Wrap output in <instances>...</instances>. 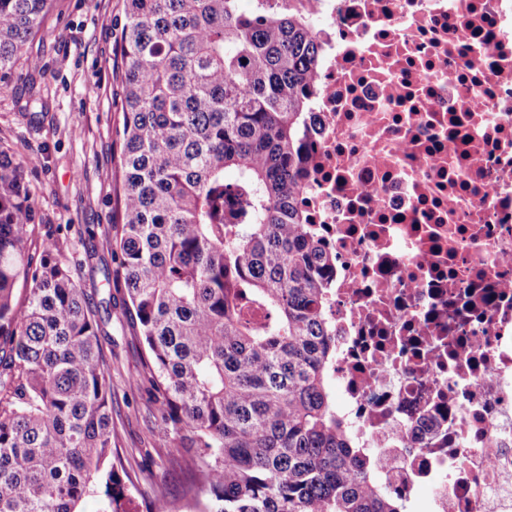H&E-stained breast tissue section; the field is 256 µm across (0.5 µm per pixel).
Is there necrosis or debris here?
Here are the masks:
<instances>
[{"mask_svg": "<svg viewBox=\"0 0 512 512\" xmlns=\"http://www.w3.org/2000/svg\"><path fill=\"white\" fill-rule=\"evenodd\" d=\"M299 206L377 483L512 512V0H316Z\"/></svg>", "mask_w": 512, "mask_h": 512, "instance_id": "4bbe7bcc", "label": "necrosis or debris"}]
</instances>
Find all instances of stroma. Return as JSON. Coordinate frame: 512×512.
Returning <instances> with one entry per match:
<instances>
[{
	"label": "stroma",
	"instance_id": "1",
	"mask_svg": "<svg viewBox=\"0 0 512 512\" xmlns=\"http://www.w3.org/2000/svg\"><path fill=\"white\" fill-rule=\"evenodd\" d=\"M123 23L121 0H53L0 93V152L20 162L40 233L62 240L61 260L98 315L103 301L118 306L126 296L108 235L117 219ZM101 339L112 364L115 449L134 480L133 497L140 503L162 492L173 512H190L183 476L160 446L165 430L141 378L136 329L116 313L102 321Z\"/></svg>",
	"mask_w": 512,
	"mask_h": 512
}]
</instances>
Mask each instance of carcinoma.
<instances>
[{
    "mask_svg": "<svg viewBox=\"0 0 512 512\" xmlns=\"http://www.w3.org/2000/svg\"><path fill=\"white\" fill-rule=\"evenodd\" d=\"M50 2L0 0V74ZM294 2L122 0L124 310L200 512H402L329 384L330 258L297 203L320 45ZM34 220L0 154V512H131L100 324Z\"/></svg>",
    "mask_w": 512,
    "mask_h": 512,
    "instance_id": "carcinoma-1",
    "label": "carcinoma"
}]
</instances>
